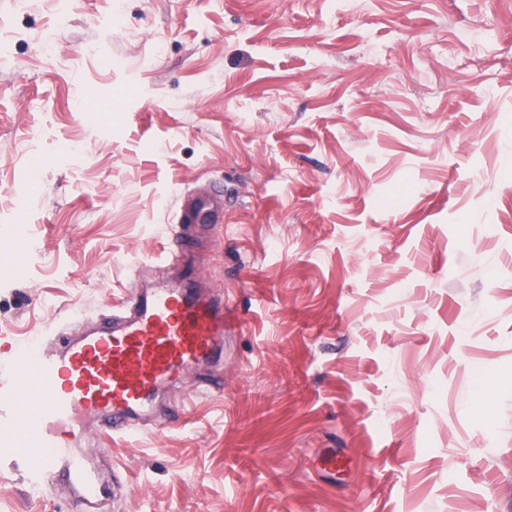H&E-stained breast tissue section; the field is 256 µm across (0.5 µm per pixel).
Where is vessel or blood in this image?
Returning a JSON list of instances; mask_svg holds the SVG:
<instances>
[{"mask_svg":"<svg viewBox=\"0 0 512 512\" xmlns=\"http://www.w3.org/2000/svg\"><path fill=\"white\" fill-rule=\"evenodd\" d=\"M221 204L200 193L181 208L186 224H207ZM156 262L182 264L179 285L128 292L119 316L63 347L9 344L0 368V423L25 433L32 444L28 483L48 486L65 479L84 501L101 490L99 478L73 448L65 425L84 415L102 416L114 433L131 441L148 435L142 418L160 386L194 364L210 360L237 315L191 282L194 265L185 254L156 255Z\"/></svg>","mask_w":512,"mask_h":512,"instance_id":"1","label":"vessel or blood"}]
</instances>
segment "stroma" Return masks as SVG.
<instances>
[{"label":"stroma","mask_w":512,"mask_h":512,"mask_svg":"<svg viewBox=\"0 0 512 512\" xmlns=\"http://www.w3.org/2000/svg\"><path fill=\"white\" fill-rule=\"evenodd\" d=\"M1 39L0 335L179 282L161 227L224 197L183 236L240 325L158 437L84 417L93 512H512V0H0ZM22 469L0 512H80ZM221 203L208 195L199 193L181 208V220L185 224H209L219 215Z\"/></svg>","instance_id":"1"}]
</instances>
